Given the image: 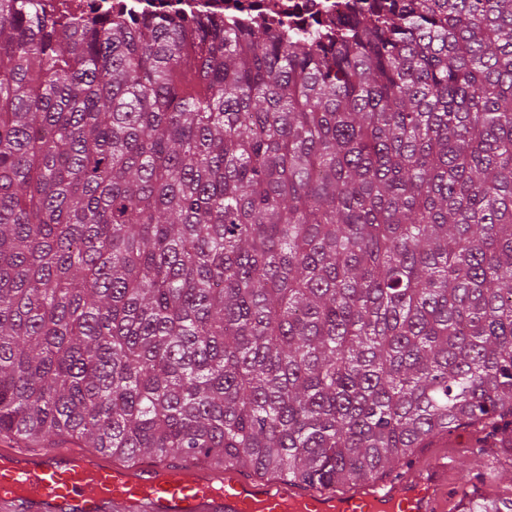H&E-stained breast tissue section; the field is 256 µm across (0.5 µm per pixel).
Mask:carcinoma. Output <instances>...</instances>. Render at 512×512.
Masks as SVG:
<instances>
[{
  "mask_svg": "<svg viewBox=\"0 0 512 512\" xmlns=\"http://www.w3.org/2000/svg\"><path fill=\"white\" fill-rule=\"evenodd\" d=\"M474 425L512 454V0H0L1 436L329 491ZM355 0H44L47 9L69 20L112 11V18L178 13L188 18H219L230 28L257 23L288 33L324 25Z\"/></svg>",
  "mask_w": 512,
  "mask_h": 512,
  "instance_id": "1",
  "label": "carcinoma"
}]
</instances>
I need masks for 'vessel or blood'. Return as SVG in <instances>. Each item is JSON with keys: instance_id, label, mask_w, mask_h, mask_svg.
Returning <instances> with one entry per match:
<instances>
[{"instance_id": "1", "label": "vessel or blood", "mask_w": 512, "mask_h": 512, "mask_svg": "<svg viewBox=\"0 0 512 512\" xmlns=\"http://www.w3.org/2000/svg\"><path fill=\"white\" fill-rule=\"evenodd\" d=\"M447 467L410 470L336 495L235 468L128 466L87 448H0V512H434Z\"/></svg>"}]
</instances>
